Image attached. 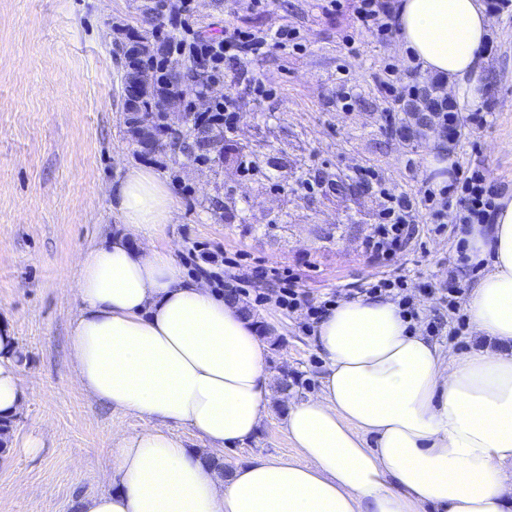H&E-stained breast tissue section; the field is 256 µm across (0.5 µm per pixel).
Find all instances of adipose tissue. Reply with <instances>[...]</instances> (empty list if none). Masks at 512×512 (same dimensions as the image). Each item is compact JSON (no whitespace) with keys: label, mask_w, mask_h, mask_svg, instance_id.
<instances>
[{"label":"adipose tissue","mask_w":512,"mask_h":512,"mask_svg":"<svg viewBox=\"0 0 512 512\" xmlns=\"http://www.w3.org/2000/svg\"><path fill=\"white\" fill-rule=\"evenodd\" d=\"M397 20L424 69L480 101L481 0H401ZM114 194L123 232L78 259L73 375L88 398L151 425L113 434L108 487L81 512H512V202L469 237L473 260L493 259L467 302L483 348L443 350L389 300L340 302L314 332L322 393L288 405L297 458L256 457L222 477L169 425L213 455L251 441L268 416L266 345L238 303L160 245L176 209L157 173L128 168ZM18 352L0 325L9 419L26 401Z\"/></svg>","instance_id":"adipose-tissue-1"}]
</instances>
